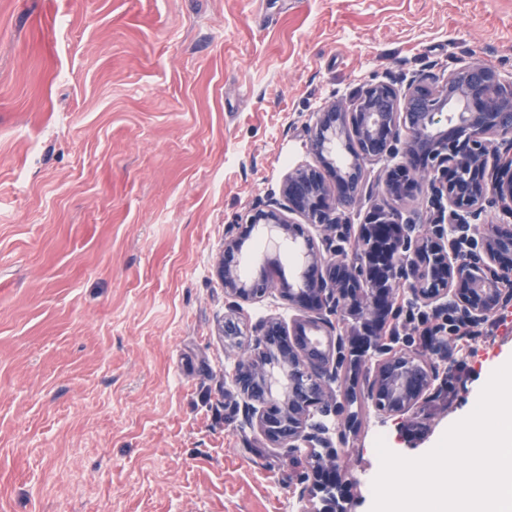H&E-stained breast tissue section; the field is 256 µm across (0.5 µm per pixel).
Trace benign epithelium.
Returning a JSON list of instances; mask_svg holds the SVG:
<instances>
[{
  "instance_id": "obj_1",
  "label": "benign epithelium",
  "mask_w": 512,
  "mask_h": 512,
  "mask_svg": "<svg viewBox=\"0 0 512 512\" xmlns=\"http://www.w3.org/2000/svg\"><path fill=\"white\" fill-rule=\"evenodd\" d=\"M420 89L407 87L399 91L385 84L361 87L347 112H325L316 126L313 146L320 156L336 155V147L346 142L345 135L369 137L378 142L376 154L359 153L351 165L361 169L366 162L381 160L392 152L398 135L396 113L386 117L377 110H367L370 97L383 93L392 108L402 106L401 123L405 124V153L413 183L427 188L432 202L438 205L441 223L459 232L448 239L440 227L426 239L412 236L411 224L399 222L394 211L375 208L360 225L363 249L352 259L330 263L327 257L306 243L302 256L300 290L292 297L316 311L336 301L349 302L364 323L372 322L379 310L389 312L402 296L415 300L437 312L448 308L468 322H477L493 313L504 300L512 297V225L487 224L481 239L466 236L469 220L479 216L482 203L489 195L512 210V92L489 95L484 88L458 90L457 101L463 111L443 112L442 93H437L432 110L419 123L408 119L405 108ZM499 110L493 120L485 107ZM448 123V131L440 126ZM333 181L325 182L322 173L297 169L288 174L284 194L288 211L280 207L260 210L247 219L248 230L267 224L293 240L305 236L302 225L291 218L303 213L312 224L338 223L337 207L345 183L340 173L331 170ZM245 236L225 243L222 274L226 293L249 299L253 283L239 273V255ZM305 374L325 393L337 378L330 352L302 362L291 360L287 367L266 370L258 379L263 386L259 397L243 391L250 400L246 419L257 420L258 428L274 445L283 440H302L308 447H326L322 427L309 423L307 411L288 410V428L278 429L269 419L265 406L284 407L292 401L296 378ZM434 376L428 366L422 385H407L393 362L386 359L376 365L371 389H391L397 397L396 413L409 410L423 387ZM336 483V475L318 469L312 487L302 491L303 512H319L314 504L321 485Z\"/></svg>"
}]
</instances>
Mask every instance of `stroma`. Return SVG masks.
<instances>
[{
	"label": "stroma",
	"instance_id": "35a3bbf8",
	"mask_svg": "<svg viewBox=\"0 0 512 512\" xmlns=\"http://www.w3.org/2000/svg\"><path fill=\"white\" fill-rule=\"evenodd\" d=\"M475 65L512 88V0H0V512H297L308 451L246 422L234 376L266 321L308 320L284 292L299 247L254 230L240 266L268 288L245 301L224 241L322 168V112ZM402 160L366 162L342 223L308 226L324 254L354 252L374 207L433 234L428 192H386ZM407 314L392 353L440 369L417 407L383 416L346 351L311 414L349 512H371L377 438L424 455L512 350V302L461 340L428 313V344Z\"/></svg>",
	"mask_w": 512,
	"mask_h": 512
}]
</instances>
